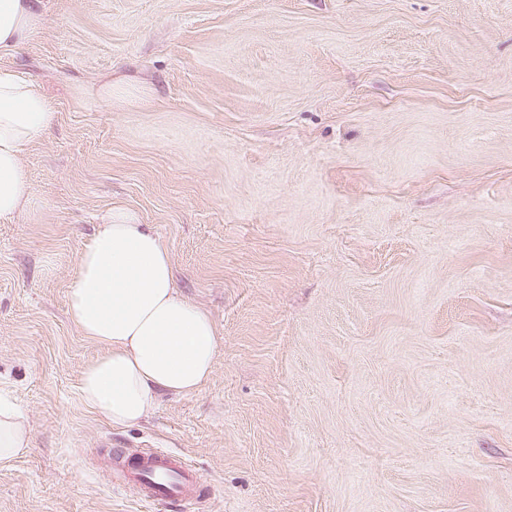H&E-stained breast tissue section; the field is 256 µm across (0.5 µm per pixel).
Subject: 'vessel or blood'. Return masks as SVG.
<instances>
[{"mask_svg":"<svg viewBox=\"0 0 512 512\" xmlns=\"http://www.w3.org/2000/svg\"><path fill=\"white\" fill-rule=\"evenodd\" d=\"M116 459L128 486L137 489L145 503L177 502L181 512H197L202 477L189 468L180 454L159 450L117 452Z\"/></svg>","mask_w":512,"mask_h":512,"instance_id":"b4317fda","label":"vessel or blood"}]
</instances>
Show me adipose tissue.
I'll return each instance as SVG.
<instances>
[{
	"label": "adipose tissue",
	"instance_id": "obj_1",
	"mask_svg": "<svg viewBox=\"0 0 512 512\" xmlns=\"http://www.w3.org/2000/svg\"><path fill=\"white\" fill-rule=\"evenodd\" d=\"M41 26L38 0H0V53L21 48ZM56 121L40 86L0 71V221L33 211L21 155ZM67 303L83 336L101 349L81 374L78 397L112 426L139 425L161 393H195L210 378L219 346L214 324L181 296L169 248L127 207L100 216L78 253ZM31 441L26 418L0 399V462Z\"/></svg>",
	"mask_w": 512,
	"mask_h": 512
}]
</instances>
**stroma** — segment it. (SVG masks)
<instances>
[{
	"mask_svg": "<svg viewBox=\"0 0 512 512\" xmlns=\"http://www.w3.org/2000/svg\"><path fill=\"white\" fill-rule=\"evenodd\" d=\"M0 69L42 84L0 222V394L32 446L0 512H150L96 452L160 448L205 512H512V0H42ZM128 76L152 104L75 88ZM170 249L219 349L196 393L112 427L71 320L112 204Z\"/></svg>",
	"mask_w": 512,
	"mask_h": 512,
	"instance_id": "1",
	"label": "stroma"
}]
</instances>
